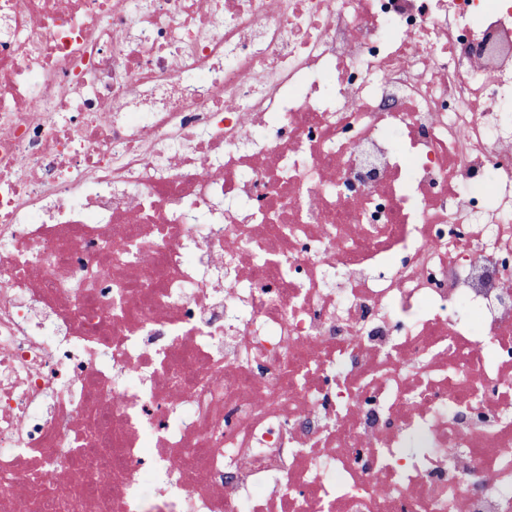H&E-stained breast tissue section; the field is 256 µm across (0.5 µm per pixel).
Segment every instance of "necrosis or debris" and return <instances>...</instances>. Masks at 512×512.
Returning <instances> with one entry per match:
<instances>
[{"instance_id": "4bbe7bcc", "label": "necrosis or debris", "mask_w": 512, "mask_h": 512, "mask_svg": "<svg viewBox=\"0 0 512 512\" xmlns=\"http://www.w3.org/2000/svg\"><path fill=\"white\" fill-rule=\"evenodd\" d=\"M512 512V0H0V512Z\"/></svg>"}]
</instances>
